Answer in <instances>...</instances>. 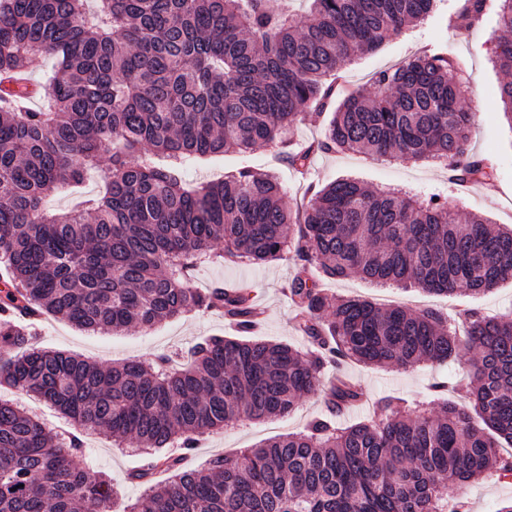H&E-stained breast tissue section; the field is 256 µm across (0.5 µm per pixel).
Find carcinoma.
I'll use <instances>...</instances> for the list:
<instances>
[{
    "mask_svg": "<svg viewBox=\"0 0 512 512\" xmlns=\"http://www.w3.org/2000/svg\"><path fill=\"white\" fill-rule=\"evenodd\" d=\"M0 0V388L26 390L74 426L64 441L0 401V512H116L112 478L88 475L80 435L105 429L150 452L134 479L146 495L122 512H466L448 489L512 476V318L466 314L458 335L434 310L335 297L329 280L356 273L380 286L435 294H485L512 279V229L448 203L372 192L352 178L320 188L297 214L275 175L242 168L191 186L190 158L257 143L308 174L319 152L435 160L452 182L488 184L468 153L473 113L445 52L377 73V92L348 91L341 71L428 17L436 0ZM489 0H463L455 26L482 24ZM497 28L512 33V0ZM55 65L30 86L33 56ZM499 95L512 118V39L496 45ZM336 83L329 84V77ZM332 111L324 139L287 132L309 111ZM108 171L103 191L54 214L44 198L78 188L88 169ZM292 255L288 298L308 347L248 338L255 307L244 288L189 286L190 272L226 260L264 264ZM238 318L232 338L212 336L172 367L98 366L28 346L15 312L51 314L84 331L150 329L193 312ZM473 413L436 397L408 409L384 398L365 422L342 425L359 390L335 384L336 358L412 369L467 354ZM328 415L207 466L166 448L243 420L284 416L308 395ZM164 473L167 478L155 480Z\"/></svg>",
    "mask_w": 512,
    "mask_h": 512,
    "instance_id": "1",
    "label": "carcinoma"
}]
</instances>
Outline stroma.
<instances>
[{"label":"stroma","mask_w":512,"mask_h":512,"mask_svg":"<svg viewBox=\"0 0 512 512\" xmlns=\"http://www.w3.org/2000/svg\"><path fill=\"white\" fill-rule=\"evenodd\" d=\"M457 0H437L433 13L406 33L393 34L374 54L355 58L343 71L348 87L374 92L373 75L394 68L403 61L432 49L446 50L461 69L465 81L463 105L473 114L470 137L472 153L487 157L495 166L493 186H472L462 190L448 180L446 167L436 161H415L401 157H377L358 153H321L316 155L309 178H302L267 145H256L246 154L227 152L192 161L187 177L193 183L219 181L244 167L274 172L283 187L290 207L306 205L307 185H324L342 176L359 178L370 188L395 189L419 198L432 196L446 200L459 215L482 214L492 223L512 227V123L499 103L502 80L491 57L498 36L494 20L471 30H460L450 22ZM296 271L291 258L249 266L205 265L192 273L195 287L209 288L219 283L242 282L254 292V300L265 312L260 338L305 348L306 341L293 323V308L285 287ZM332 294L362 297L380 304H399L413 310L432 308L455 318L464 310L498 316H512V280L479 296L430 294L417 288L380 287L359 275L329 282ZM234 329L218 311L197 312L157 324L149 330L138 327L123 332L88 333L68 321L44 315L36 323L31 339L33 347L66 351L107 367L117 363L146 362L161 353H169L187 362L192 346L207 336L233 335ZM342 372L360 389L366 402L346 413L356 422L370 416L375 403L396 396L415 403L426 398L429 386L437 381L469 382L467 360L445 365L424 364L413 369L380 367L347 362ZM0 399L9 401L37 417L55 432L70 428L66 419L52 406L21 389H0ZM325 409L322 397H305L298 408L282 418L266 421H241L224 431L205 435L188 457L189 465L200 467L218 455H230L279 434L298 432ZM89 474L105 473L118 489L122 504L135 502L143 494V484L131 481L130 473L141 465L138 448L132 442H114L109 432L99 431L86 437ZM455 495L468 504V512H499L512 501V478L474 480L455 488Z\"/></svg>","instance_id":"1"}]
</instances>
